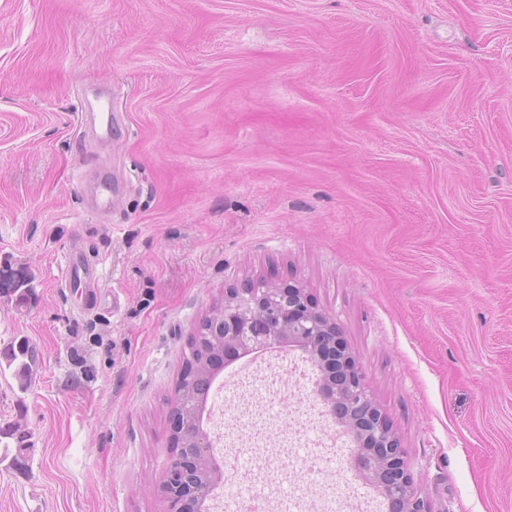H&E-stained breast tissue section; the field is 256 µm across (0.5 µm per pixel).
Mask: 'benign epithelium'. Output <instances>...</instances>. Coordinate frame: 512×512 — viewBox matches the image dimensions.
Here are the masks:
<instances>
[{
    "label": "benign epithelium",
    "mask_w": 512,
    "mask_h": 512,
    "mask_svg": "<svg viewBox=\"0 0 512 512\" xmlns=\"http://www.w3.org/2000/svg\"><path fill=\"white\" fill-rule=\"evenodd\" d=\"M224 355L245 357L271 345L298 347L319 372L317 396L350 434V464L388 499L391 512H428L412 489L397 440L372 397L335 319L317 309L304 289L265 282L224 293V306L193 335L192 352L204 354L211 343ZM171 435L182 431L196 443L197 465H187L180 449L169 459L161 494L169 512H209L207 501L224 483V461L199 426L192 393L176 390L170 404Z\"/></svg>",
    "instance_id": "obj_1"
}]
</instances>
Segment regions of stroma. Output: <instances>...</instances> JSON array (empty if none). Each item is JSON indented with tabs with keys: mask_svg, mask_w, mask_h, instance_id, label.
<instances>
[{
	"mask_svg": "<svg viewBox=\"0 0 512 512\" xmlns=\"http://www.w3.org/2000/svg\"><path fill=\"white\" fill-rule=\"evenodd\" d=\"M269 277L335 318L429 512H512V0H0V353H37L0 369V512H165L190 335ZM96 180V194L94 206L97 208L110 210L115 207V199L112 198V178L103 174L99 169L94 171ZM103 258L87 253L78 247H71L62 255L60 266V288L71 294L83 296L85 293L97 301L101 297L103 284ZM3 355L6 357L9 366L16 360L20 359L21 363L17 371V376L20 380L21 388H26L32 372L31 362H35V351L33 348H30L29 344L26 342H20L18 347H16V350L13 345L10 351L6 353L4 352Z\"/></svg>",
	"mask_w": 512,
	"mask_h": 512,
	"instance_id": "stroma-1",
	"label": "stroma"
}]
</instances>
